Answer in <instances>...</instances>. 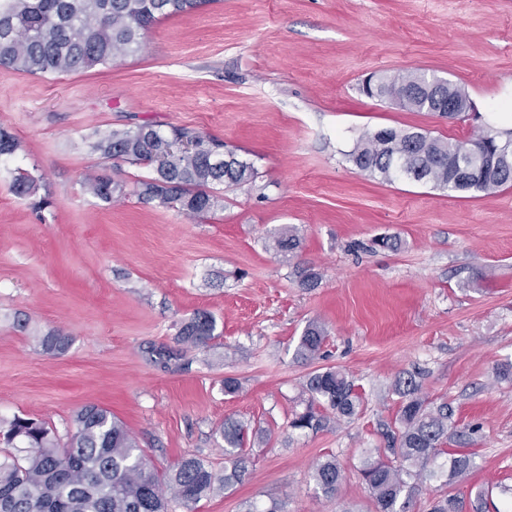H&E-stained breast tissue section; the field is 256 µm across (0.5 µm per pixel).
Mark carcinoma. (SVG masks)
<instances>
[{
  "instance_id": "carcinoma-1",
  "label": "carcinoma",
  "mask_w": 512,
  "mask_h": 512,
  "mask_svg": "<svg viewBox=\"0 0 512 512\" xmlns=\"http://www.w3.org/2000/svg\"><path fill=\"white\" fill-rule=\"evenodd\" d=\"M208 0H0V72L30 75L64 74L85 70L138 52L145 31L163 18L195 10ZM436 76L408 72L376 76L361 92L386 99L414 112H439L445 101L427 92ZM500 147V135L487 130L468 141H444L421 131L388 130L361 137L349 153L355 166L383 181L407 179L420 170L423 181L460 194H492L512 183V174L488 167L463 181L452 168L468 152L484 154ZM104 158L153 168L155 176L139 182V196L161 205L179 204L191 216H203L217 206V187L255 179L253 164L238 158L224 143L187 127L162 133L150 124L134 130H113L93 143ZM227 153L217 167L214 155ZM97 198L110 202L125 192V184L107 174L87 181ZM300 238L286 229L275 239L284 254L295 252ZM216 319L199 311L185 321L178 341L205 348L215 339ZM36 341L47 353H62L71 342L54 330ZM325 330L313 321L303 331L295 357H321ZM309 400L305 411L290 422L294 430H319L349 422L362 412L364 399L348 375L325 367L310 373L303 384ZM392 394L398 410L382 433L385 447L365 452L359 474L374 498L378 512H407L408 480L428 479L440 486L474 468L472 455L445 448L453 432V410L421 392L414 375L398 377ZM330 414H317L315 404ZM74 432L60 445L46 422L15 416L0 418V512H169L196 504L241 480L246 472L245 447L250 427L224 420V460L230 472L219 475L196 457L183 458L160 474L146 461L125 426L112 414L89 405L73 417ZM343 470L336 457L316 464L313 480L325 496L336 493ZM244 512H285V502L271 497L263 505L250 502Z\"/></svg>"
}]
</instances>
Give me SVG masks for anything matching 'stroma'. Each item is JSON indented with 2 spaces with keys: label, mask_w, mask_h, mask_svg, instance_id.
<instances>
[{
  "label": "stroma",
  "mask_w": 512,
  "mask_h": 512,
  "mask_svg": "<svg viewBox=\"0 0 512 512\" xmlns=\"http://www.w3.org/2000/svg\"><path fill=\"white\" fill-rule=\"evenodd\" d=\"M141 52L71 74H0V418L45 421L67 442L72 417L96 405L120 420L157 471L184 457L224 469L225 419L251 424L242 483L195 512H241L278 497L286 512H376L356 468L383 447L396 378L455 411L475 467L447 494L473 512L488 488L512 504V186L463 197L391 183L347 154L364 132L424 131L461 141L512 131V0H211L155 23ZM423 71L462 86L474 109L450 120L359 90L369 75ZM143 123L188 127L254 164L196 219L139 197L142 165L92 144ZM21 173L31 195L11 189ZM125 184L119 201L90 175ZM297 228L290 255L274 244ZM398 237V249L376 245ZM314 269L316 287L297 272ZM199 311L216 319L208 347L178 341ZM25 328H18V321ZM320 359L294 352L310 322ZM63 330L64 353L35 334ZM347 372L361 415L328 430L289 426L306 376ZM237 378L240 391L224 392ZM336 456L344 478L318 491L313 468ZM87 187L94 196L107 202L122 196L125 192V184L107 174H97L89 178Z\"/></svg>",
  "instance_id": "obj_1"
}]
</instances>
